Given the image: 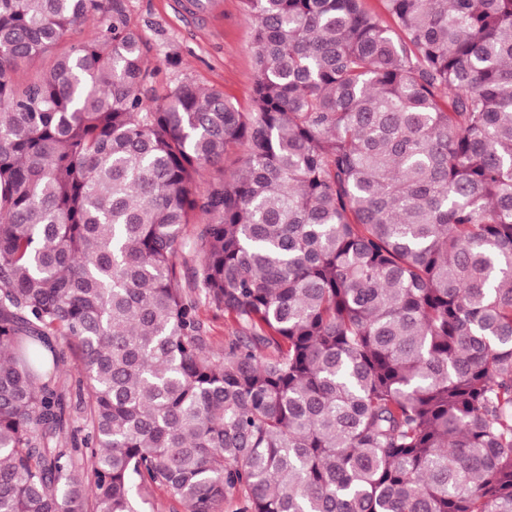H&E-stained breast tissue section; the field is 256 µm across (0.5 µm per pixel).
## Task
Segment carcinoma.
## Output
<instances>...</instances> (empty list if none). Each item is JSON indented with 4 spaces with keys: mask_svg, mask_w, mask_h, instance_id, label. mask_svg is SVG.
<instances>
[{
    "mask_svg": "<svg viewBox=\"0 0 512 512\" xmlns=\"http://www.w3.org/2000/svg\"><path fill=\"white\" fill-rule=\"evenodd\" d=\"M382 2L241 0L243 112L0 0V512H512V0ZM200 316L205 323L210 343L215 348L223 346L224 338L231 336L232 331L230 322L224 318V312L211 307L202 306ZM67 359L66 366L64 367V372L61 373V383L64 385L65 389L68 390L67 398L70 404V413L73 419L75 420L76 426H82L83 421V413L81 409V405L79 404V400L76 396V389L81 379V375L76 368V362L70 355L68 350H65ZM145 506V512H187L185 505L161 489H155Z\"/></svg>",
    "mask_w": 512,
    "mask_h": 512,
    "instance_id": "cac0c4a2",
    "label": "carcinoma"
}]
</instances>
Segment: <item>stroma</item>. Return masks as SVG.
<instances>
[{
    "mask_svg": "<svg viewBox=\"0 0 512 512\" xmlns=\"http://www.w3.org/2000/svg\"><path fill=\"white\" fill-rule=\"evenodd\" d=\"M130 24L144 40L152 78L142 90L145 104L181 83L216 88L249 110L253 93V24L241 0H209L207 11L188 0H123ZM178 57V66L167 65Z\"/></svg>",
    "mask_w": 512,
    "mask_h": 512,
    "instance_id": "35a3bbf8",
    "label": "stroma"
}]
</instances>
